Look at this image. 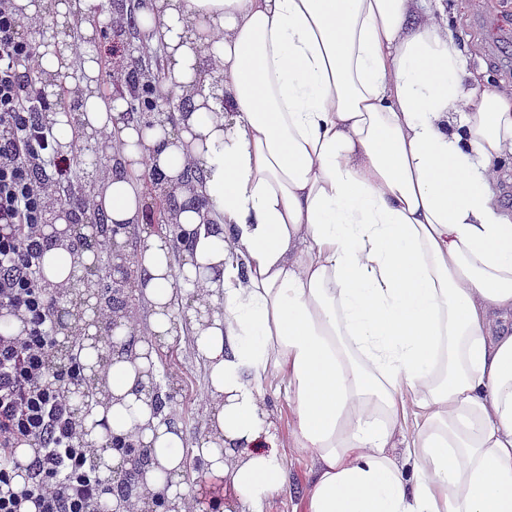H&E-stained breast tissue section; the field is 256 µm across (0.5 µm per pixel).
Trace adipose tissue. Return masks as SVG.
Listing matches in <instances>:
<instances>
[{
	"label": "adipose tissue",
	"instance_id": "adipose-tissue-1",
	"mask_svg": "<svg viewBox=\"0 0 512 512\" xmlns=\"http://www.w3.org/2000/svg\"><path fill=\"white\" fill-rule=\"evenodd\" d=\"M417 0H146L141 29L175 77L201 67L224 109L178 114L177 131L119 122L122 99L85 94L86 132L125 161L93 203L138 223L137 172L200 180L176 221L172 268L152 235L137 258L152 315L131 355L99 371L93 436L146 449L144 480L179 512L187 454L230 483L223 512H265L286 483L282 448L311 462L307 512H512V209L497 159L512 156V88L476 87L463 48ZM90 253L41 260L69 283ZM207 360L211 430L187 447L144 387L180 287ZM294 423L270 418L264 384ZM411 396L422 420L406 426Z\"/></svg>",
	"mask_w": 512,
	"mask_h": 512
}]
</instances>
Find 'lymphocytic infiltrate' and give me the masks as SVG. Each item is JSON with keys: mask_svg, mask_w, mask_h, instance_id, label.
Masks as SVG:
<instances>
[{"mask_svg": "<svg viewBox=\"0 0 512 512\" xmlns=\"http://www.w3.org/2000/svg\"><path fill=\"white\" fill-rule=\"evenodd\" d=\"M14 0H0V317L18 318L0 333V512H94L112 486L102 478L82 434L70 384L82 374L80 339L55 366L56 295L41 272L46 189L66 192L71 156L50 152L41 113L51 106L33 76L39 51ZM33 450L19 460L17 448ZM24 475L16 484V475Z\"/></svg>", "mask_w": 512, "mask_h": 512, "instance_id": "obj_1", "label": "lymphocytic infiltrate"}]
</instances>
